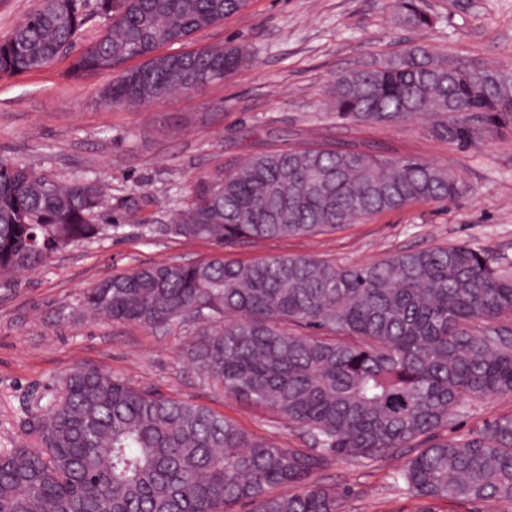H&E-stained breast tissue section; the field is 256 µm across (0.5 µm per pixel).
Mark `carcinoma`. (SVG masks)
<instances>
[{"mask_svg":"<svg viewBox=\"0 0 512 512\" xmlns=\"http://www.w3.org/2000/svg\"><path fill=\"white\" fill-rule=\"evenodd\" d=\"M399 23L433 26L419 0H390ZM250 0H96L103 29L75 56L78 76L112 72L100 97L144 105L232 75L241 46L165 53ZM86 0H41L0 38V79L73 52ZM140 60L134 67L132 59ZM336 117L367 127L422 120L459 150L512 138V72L412 43L338 75ZM470 186L445 164L364 141H299L243 163L212 159L163 231L219 245L308 236L415 202L445 205ZM101 183L53 181L0 159V275L35 270L97 223ZM93 320L195 327L183 354L199 378L264 407L307 437L282 448L212 409L77 365L58 398L0 449V512H342L315 481L337 460L409 454L394 472L416 512L447 502L512 512V415L442 436L467 401L512 395V263L465 245L400 250L363 264L306 255L158 263L83 294Z\"/></svg>","mask_w":512,"mask_h":512,"instance_id":"1","label":"carcinoma"}]
</instances>
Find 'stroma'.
Instances as JSON below:
<instances>
[{
	"mask_svg": "<svg viewBox=\"0 0 512 512\" xmlns=\"http://www.w3.org/2000/svg\"><path fill=\"white\" fill-rule=\"evenodd\" d=\"M421 3L439 15L436 27L395 24L386 0H251L245 12L193 40L197 47L243 46L248 59L239 70L143 106L101 102L111 74L74 76L67 56L0 80V158L54 180L104 182L111 208L101 221L114 227L111 236L0 281V448L20 439L26 411L49 406L57 378L80 364L206 405L275 445L302 447L299 429L286 420L198 379L182 353L191 328L163 333L80 315L84 290L102 278L220 255L242 262L309 255L360 264L399 249L454 244L512 259V143L461 152L425 137L415 124L361 128L338 122L325 107L336 74L411 41L512 70V0ZM302 139H360L393 148L453 167L473 190L444 206L414 203L312 236L219 245L160 232L214 156L243 162L268 144ZM149 225L154 233H146ZM506 414H512V396L470 402L449 421L448 433L460 436ZM401 464L398 458L341 460L322 481L335 488L344 512H413V501L392 479Z\"/></svg>",
	"mask_w": 512,
	"mask_h": 512,
	"instance_id": "35a3bbf8",
	"label": "stroma"
}]
</instances>
